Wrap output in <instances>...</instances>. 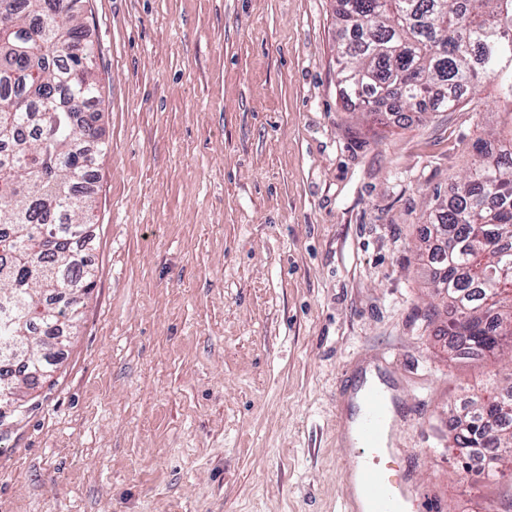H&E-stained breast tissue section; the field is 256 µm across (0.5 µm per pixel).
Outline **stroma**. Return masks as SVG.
Returning <instances> with one entry per match:
<instances>
[{
    "label": "stroma",
    "instance_id": "obj_1",
    "mask_svg": "<svg viewBox=\"0 0 512 512\" xmlns=\"http://www.w3.org/2000/svg\"><path fill=\"white\" fill-rule=\"evenodd\" d=\"M337 0H87L103 86L96 285L50 378L0 425V512H346L345 411L367 364L397 393L407 512H512L474 486L447 414L502 385L449 358L422 214L492 83L376 122L336 91Z\"/></svg>",
    "mask_w": 512,
    "mask_h": 512
}]
</instances>
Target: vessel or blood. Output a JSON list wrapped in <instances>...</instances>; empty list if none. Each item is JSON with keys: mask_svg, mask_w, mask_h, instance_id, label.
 Instances as JSON below:
<instances>
[{"mask_svg": "<svg viewBox=\"0 0 512 512\" xmlns=\"http://www.w3.org/2000/svg\"><path fill=\"white\" fill-rule=\"evenodd\" d=\"M389 400L385 388L376 383L363 387L360 395L361 415L357 423V442L368 456L358 469L363 486L365 512H404L411 496L409 489L393 482L376 463L381 454L383 438L388 428Z\"/></svg>", "mask_w": 512, "mask_h": 512, "instance_id": "vessel-or-blood-1", "label": "vessel or blood"}]
</instances>
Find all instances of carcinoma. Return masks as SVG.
<instances>
[{
	"mask_svg": "<svg viewBox=\"0 0 512 512\" xmlns=\"http://www.w3.org/2000/svg\"><path fill=\"white\" fill-rule=\"evenodd\" d=\"M336 54L344 106L445 111L496 83L512 104V0H340ZM84 0H0V391L36 385L76 328L95 273L82 255L104 151ZM450 200L426 214L434 287L452 310L443 335L474 359L512 356V138L479 139ZM497 443L479 474L512 472V382L469 400L450 448Z\"/></svg>",
	"mask_w": 512,
	"mask_h": 512,
	"instance_id": "carcinoma-1",
	"label": "carcinoma"
}]
</instances>
